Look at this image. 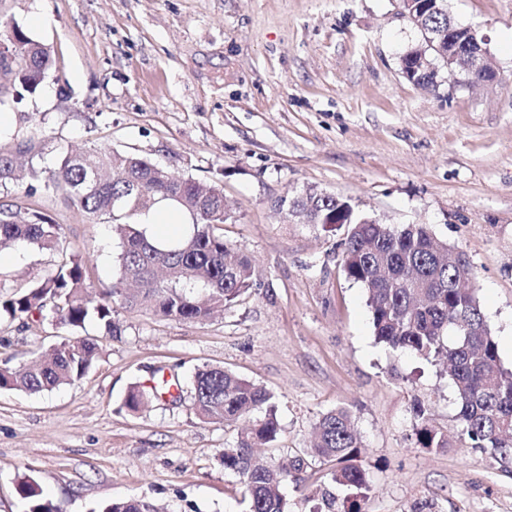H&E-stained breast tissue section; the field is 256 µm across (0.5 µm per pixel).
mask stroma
Returning <instances> with one entry per match:
<instances>
[{"label":"stroma","mask_w":512,"mask_h":512,"mask_svg":"<svg viewBox=\"0 0 512 512\" xmlns=\"http://www.w3.org/2000/svg\"><path fill=\"white\" fill-rule=\"evenodd\" d=\"M455 21L488 40L497 77L460 85L440 67L422 90L400 57L422 44L399 0H0V20L51 47L56 64L33 95L6 98L0 147L34 140L58 151L105 144L145 156L224 192L226 242L258 285L205 321L115 307L110 335L78 382L50 391L0 390V512H23L30 475L59 512L141 499L161 512H245L244 488L222 454L237 426L203 419L190 400L125 408L133 384L170 376L189 390L197 368L220 366L275 397L270 463L301 457L282 493L288 512H323L348 491L335 463L308 456L326 412L348 408L370 480L363 512H512V464L461 432L446 363L378 343L364 286L342 266L348 225L302 224L277 203L306 190L351 202L391 225L425 224L465 252L471 283L512 369V0H448ZM9 199L47 212L60 247L11 248L0 285L19 293L72 255L100 288L121 277L112 220L49 190ZM38 318L0 321V366L20 368L69 338ZM423 407L447 447H419Z\"/></svg>","instance_id":"1"}]
</instances>
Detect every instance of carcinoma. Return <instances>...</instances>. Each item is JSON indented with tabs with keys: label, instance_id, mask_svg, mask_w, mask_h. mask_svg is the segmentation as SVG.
Returning <instances> with one entry per match:
<instances>
[{
	"label": "carcinoma",
	"instance_id": "carcinoma-1",
	"mask_svg": "<svg viewBox=\"0 0 512 512\" xmlns=\"http://www.w3.org/2000/svg\"><path fill=\"white\" fill-rule=\"evenodd\" d=\"M447 0H429L417 26L425 45L401 56L405 68H415L411 83L427 88L435 72L422 67L433 46L448 45ZM12 42L15 72L11 85L0 82V99L20 88L33 94L40 76L54 65L50 47L13 26L0 41ZM29 159L26 192L38 188L62 193L90 216L109 215L121 240L119 265L136 287L118 279L109 288L93 291L85 278V260L69 258L57 270L22 294L0 295V317L52 319L76 334L86 322L96 320L113 330L115 305L139 307L156 315L187 321L210 318L257 286L251 261L238 247L224 241V193L209 184L178 176L151 160L124 154L110 147L90 146L80 153L61 151L55 167L42 166L43 151L23 148ZM15 179L13 154L0 150V185ZM165 203L191 218V228L173 241L148 237L136 217ZM305 224H351L342 264L347 275L368 292L372 328L376 339L393 349H407L428 360H448L459 406L458 420L472 444L501 463L512 461V370L501 367L498 345L487 324L475 290L462 283L470 268L468 256L434 241L424 224L401 227L382 224L355 212L352 205L328 193H307L284 198ZM22 244L40 251L59 247L58 225L46 213L16 202H0V247ZM97 344L78 336L50 348L21 370L0 368V390L49 391L73 384L90 370ZM192 404L204 419L233 424L253 411L271 406L273 395L252 381L220 367L197 370L190 387ZM145 404L142 386H131L125 406L138 410ZM414 431L422 448H446L448 438L429 426L425 410L415 409ZM276 417H267L238 434L235 446L224 449V469L235 473L245 488L248 512H288L280 488L299 479L305 460L294 458L279 465L256 460L253 449L277 438ZM309 454L332 460L338 468L333 480L351 491L350 508L361 512L369 483L365 470L355 463L361 439L350 411L338 407L323 414L314 426ZM17 492L24 512H58L41 497L37 482L24 475ZM91 512H157L144 500H113Z\"/></svg>",
	"mask_w": 512,
	"mask_h": 512
}]
</instances>
